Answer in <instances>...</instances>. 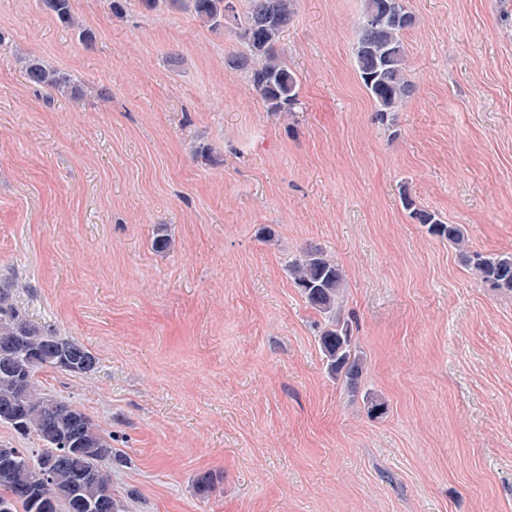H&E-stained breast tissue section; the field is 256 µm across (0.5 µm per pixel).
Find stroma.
Segmentation results:
<instances>
[{"instance_id": "stroma-1", "label": "stroma", "mask_w": 512, "mask_h": 512, "mask_svg": "<svg viewBox=\"0 0 512 512\" xmlns=\"http://www.w3.org/2000/svg\"><path fill=\"white\" fill-rule=\"evenodd\" d=\"M405 4L414 90L380 120L353 59L362 0H296L287 112L225 68L233 23L73 0L88 45L39 0H0V278L97 356L39 380L126 456L129 512H512V294L400 198L512 253V0ZM26 55L79 96L27 82ZM311 247L346 275L353 394L288 275Z\"/></svg>"}]
</instances>
